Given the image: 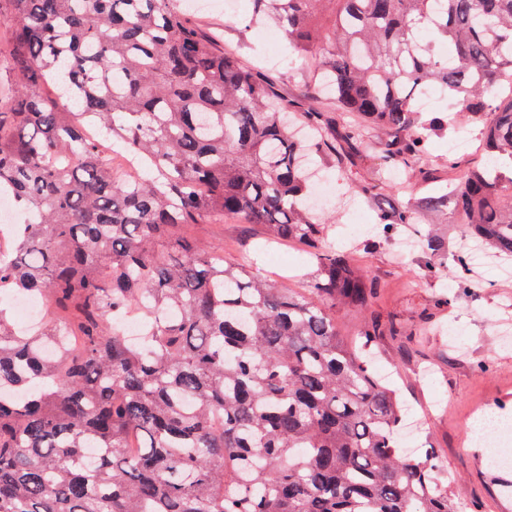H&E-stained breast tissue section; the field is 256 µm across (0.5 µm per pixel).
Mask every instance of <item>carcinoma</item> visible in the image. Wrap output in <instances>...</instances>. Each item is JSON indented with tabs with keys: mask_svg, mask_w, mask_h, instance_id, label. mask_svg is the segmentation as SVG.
<instances>
[{
	"mask_svg": "<svg viewBox=\"0 0 512 512\" xmlns=\"http://www.w3.org/2000/svg\"><path fill=\"white\" fill-rule=\"evenodd\" d=\"M0 17V190L28 216L0 289L48 306L40 336L0 308V512H461L437 458L401 452L396 392L368 368L377 327L358 350L339 336L336 305L372 282L308 214L307 146L273 87L177 0H0ZM264 19L354 117L303 115L341 165L429 177L448 125L415 109L426 88L482 121L477 164L377 221L448 211L512 257V0H250L245 21ZM209 215L261 225L265 250L307 246L315 274L288 288L175 235ZM125 316L149 324L137 344Z\"/></svg>",
	"mask_w": 512,
	"mask_h": 512,
	"instance_id": "obj_1",
	"label": "carcinoma"
}]
</instances>
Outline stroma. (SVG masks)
<instances>
[{
    "mask_svg": "<svg viewBox=\"0 0 512 512\" xmlns=\"http://www.w3.org/2000/svg\"><path fill=\"white\" fill-rule=\"evenodd\" d=\"M189 19L204 33L219 36L225 53L240 66L261 68L284 101L304 110L305 93L315 89L314 65L291 53L274 24L244 26L240 17L225 12L224 0L190 11ZM467 132L463 126L432 138L428 182L404 172L387 174L374 158L352 169L328 162L322 172L332 189L323 209L326 240L339 249L358 248L357 262L376 284L363 309L340 306L336 318L340 334L348 338L363 322L378 321L373 369L397 388L406 411L402 447L433 453L447 467L451 494L467 512H512V465H490L487 448L463 436L468 415L483 406L512 420V340L500 336L501 329H512V275L492 255L475 268L473 282L456 278L461 239L451 215L435 218L446 266L435 276L426 272V253L404 250L408 226L385 234L377 223L388 204L420 197L426 185L447 184L449 161L464 168L478 159L479 147L448 149L456 134ZM373 180L379 183L376 196L360 195L358 185ZM181 234L234 259L251 252L263 231L227 217L191 225Z\"/></svg>",
    "mask_w": 512,
    "mask_h": 512,
    "instance_id": "35a3bbf8",
    "label": "stroma"
}]
</instances>
